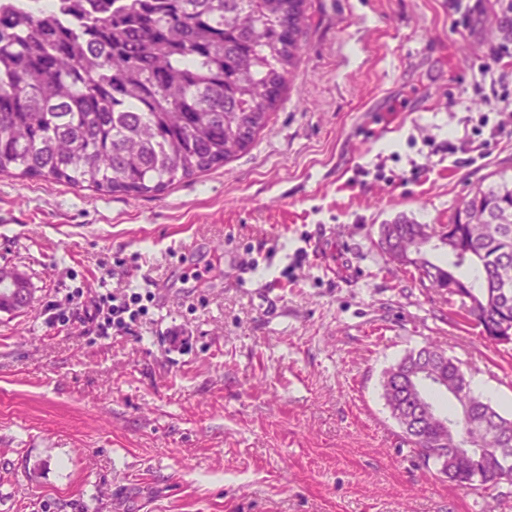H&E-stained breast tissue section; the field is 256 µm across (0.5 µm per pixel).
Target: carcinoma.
Instances as JSON below:
<instances>
[{"label":"carcinoma","mask_w":512,"mask_h":512,"mask_svg":"<svg viewBox=\"0 0 512 512\" xmlns=\"http://www.w3.org/2000/svg\"><path fill=\"white\" fill-rule=\"evenodd\" d=\"M304 0H75L60 16L0 5V174L153 197L246 150L265 126L296 64L288 14ZM471 211L446 224L398 225L403 248L423 230L454 240L448 259L422 247L420 283L455 294L467 319L498 344L512 323V181L479 183ZM430 342L385 370L382 396L407 442L471 489L497 484L512 458V418L475 395L462 362ZM426 367L428 384L395 383ZM470 405L459 426L432 390ZM423 397L421 416L405 406Z\"/></svg>","instance_id":"cac0c4a2"}]
</instances>
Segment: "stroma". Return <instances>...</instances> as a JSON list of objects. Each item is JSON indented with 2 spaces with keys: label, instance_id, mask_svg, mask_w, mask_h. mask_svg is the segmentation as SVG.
Instances as JSON below:
<instances>
[{
  "label": "stroma",
  "instance_id": "stroma-1",
  "mask_svg": "<svg viewBox=\"0 0 512 512\" xmlns=\"http://www.w3.org/2000/svg\"><path fill=\"white\" fill-rule=\"evenodd\" d=\"M302 40L253 144L160 196L0 176V268L35 294L0 311V512H512V483L419 457L381 388L435 342L510 416L512 344L378 246L512 176V0H306ZM104 287L155 306L108 337L52 321Z\"/></svg>",
  "mask_w": 512,
  "mask_h": 512
}]
</instances>
